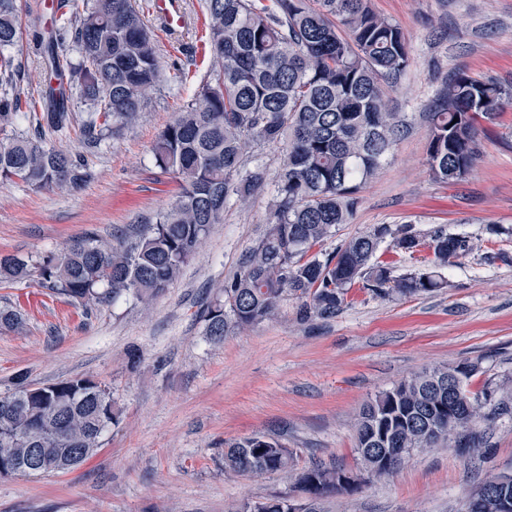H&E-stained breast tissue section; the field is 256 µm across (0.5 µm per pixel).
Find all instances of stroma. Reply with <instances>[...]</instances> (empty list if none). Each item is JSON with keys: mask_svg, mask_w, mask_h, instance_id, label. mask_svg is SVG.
<instances>
[{"mask_svg": "<svg viewBox=\"0 0 512 512\" xmlns=\"http://www.w3.org/2000/svg\"><path fill=\"white\" fill-rule=\"evenodd\" d=\"M39 2L21 0L28 110L0 127V144L27 132L43 108L48 74L39 41L58 20L41 16ZM371 4L406 38L407 70L381 82L403 128L350 222L324 248L380 224L425 241L441 229L472 246L443 269L446 287L393 297L356 287L335 317L304 323L290 298L274 319L211 340L202 306L240 272L268 228L282 150L256 148L265 185L247 207L227 201L221 222L150 305L125 297L86 305L33 278L0 283V305L26 314L23 329L0 328V394L20 376L37 386L90 377L111 387L119 413L102 447L74 470L0 478V512H235L273 496L295 500L282 473L245 478L225 470V444L266 434L292 451L294 471L320 460L357 472L359 411L415 373L471 362L472 389L487 384L512 401V110L478 120L479 158L462 180H435L426 154L428 112L447 77L464 72L512 91V0ZM182 11L178 33L148 23L161 78L134 126L95 149L85 148L79 123L46 132L47 147L82 156L90 177L80 189L36 192L0 179V254L37 261L86 230L108 239L154 221L174 201L179 181L155 165L152 147L210 70L202 0H182ZM480 431V458L468 460L450 435L361 492L322 502L321 512H467L486 479L512 474V413Z\"/></svg>", "mask_w": 512, "mask_h": 512, "instance_id": "obj_1", "label": "stroma"}]
</instances>
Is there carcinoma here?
<instances>
[{"label": "carcinoma", "instance_id": "obj_1", "mask_svg": "<svg viewBox=\"0 0 512 512\" xmlns=\"http://www.w3.org/2000/svg\"><path fill=\"white\" fill-rule=\"evenodd\" d=\"M211 72L185 110L153 147L157 167L176 174L181 192L154 223L130 236L103 239L94 230L37 262L0 255V282L37 275L41 287L76 301L106 303L131 296L147 304L193 259L209 226L219 222L233 196L244 202L266 181L251 164L258 145L284 146L274 189L269 229L241 271L224 284L205 311L207 333L216 340L237 328L274 318L287 297L298 302L299 320L327 319L348 304L355 284L377 295L433 293L445 287L437 272L470 251L463 237L437 230L431 236L436 270L400 277L377 261L386 238L414 253L420 237L387 224L345 241L334 251L320 247L349 223L358 194L395 142L400 115L386 104L380 80L409 65L401 29L378 15L371 0H204ZM17 0H0V124L18 117L22 67L12 55L21 40ZM77 62L60 64L54 40L46 52L54 82L36 119L40 131L20 134L0 149V178L35 190L77 188L88 178L84 160L46 147L42 130L60 131L74 119L72 94L79 86L89 112L83 141L97 146L118 128L135 123L147 95L160 80L152 35L136 0H84L67 18ZM512 109V94L499 84L465 73L446 84L430 112L427 162L431 175L463 178L477 159L476 121H493ZM25 314L0 306V328H17ZM476 365L425 370L380 392L356 419V452L367 483L380 460L399 467L418 448H437L448 435L476 426L504 410L494 391L473 392ZM475 405L448 398V381ZM112 389L94 379L74 378L40 387L27 385L0 396V465L11 454L26 461L28 449L44 448L56 459L80 464L118 423ZM292 453L264 434L239 438L224 449V468L241 476L288 472ZM345 469L314 464L295 476L305 495L302 512H319L331 495L362 489L336 483Z\"/></svg>", "mask_w": 512, "mask_h": 512}]
</instances>
